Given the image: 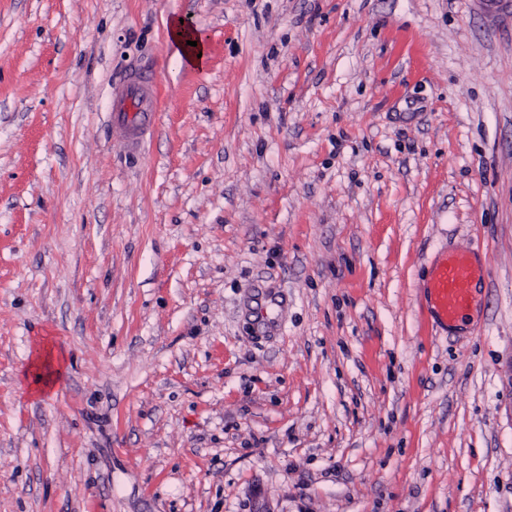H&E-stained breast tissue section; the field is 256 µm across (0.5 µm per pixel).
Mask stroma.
Returning a JSON list of instances; mask_svg holds the SVG:
<instances>
[{"instance_id":"stroma-1","label":"stroma","mask_w":512,"mask_h":512,"mask_svg":"<svg viewBox=\"0 0 512 512\" xmlns=\"http://www.w3.org/2000/svg\"><path fill=\"white\" fill-rule=\"evenodd\" d=\"M511 363L512 0H0V512H512ZM169 39L174 48V55L182 64L195 69H202L208 59V44L205 37L196 29H189L180 17H174L169 23ZM187 41H197V46L187 45ZM202 53L201 58L198 54ZM149 79L135 76L121 95L112 103V124L125 133V141L132 149L141 146L146 132L152 127L158 109L154 95L145 90ZM482 275V268L470 252H449L427 282L433 310L445 325L463 320L472 304V282ZM36 363L43 372L42 374H39L36 381L29 386V390L30 393L39 395L44 392L45 389L56 383L61 370L55 367L51 356L39 357V360Z\"/></svg>"}]
</instances>
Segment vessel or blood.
I'll return each mask as SVG.
<instances>
[{"mask_svg":"<svg viewBox=\"0 0 512 512\" xmlns=\"http://www.w3.org/2000/svg\"><path fill=\"white\" fill-rule=\"evenodd\" d=\"M147 79L135 76L112 103V122L125 133L131 148H139L152 127L158 109L156 97L146 91ZM482 274L471 253H448L434 270L426 290L438 319L445 325L463 320L472 304V282Z\"/></svg>","mask_w":512,"mask_h":512,"instance_id":"1","label":"vessel or blood"}]
</instances>
